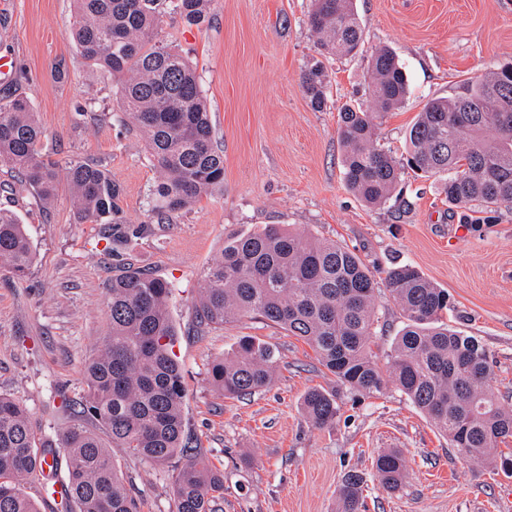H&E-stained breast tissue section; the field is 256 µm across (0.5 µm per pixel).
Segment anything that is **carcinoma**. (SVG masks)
<instances>
[{
    "instance_id": "obj_1",
    "label": "carcinoma",
    "mask_w": 512,
    "mask_h": 512,
    "mask_svg": "<svg viewBox=\"0 0 512 512\" xmlns=\"http://www.w3.org/2000/svg\"><path fill=\"white\" fill-rule=\"evenodd\" d=\"M72 37L87 65L119 79L120 109L145 143L161 179L149 193L158 215L189 208L224 183V152L214 133L203 90L192 65L155 42L167 13L189 24L207 18L211 0H73ZM308 25L322 57H353L363 41L354 0H312ZM368 91L374 111L361 105L339 110L338 141L350 190L372 206L389 202L400 179L397 161L375 143V120L399 107L407 79L395 53L382 47L371 56ZM302 87L312 107L327 101V75L318 61L304 70ZM494 135L486 136L488 131ZM46 134L27 96L0 94V164L10 166L41 202L56 191L59 165L46 158ZM407 166L444 183L455 206L479 202L512 207V65L463 82L447 98L428 100L408 132ZM80 224L123 223V189L102 161L75 156L64 164ZM31 237L16 215L0 209V272L23 278L33 263ZM384 282L399 303L405 325L394 339L392 381L461 454L500 462L512 473V455L499 444L512 438V410L488 388V355L473 336L441 323L452 305L438 287L410 264L392 267ZM377 281L353 252L334 241L267 224L224 244L209 268L195 304L211 327L257 315L298 336L315 350L323 367L351 390L374 394L384 380L370 351L379 314ZM171 284L129 271L108 289L112 334L84 372L77 401L64 400L73 419L55 438L37 446L36 428L24 405L0 393V512H38L20 480L54 468L56 449L68 469L63 512H141L125 485L111 448H125L162 465L186 458L174 485L172 512H213L224 494V473L188 453L183 411L184 381L172 346ZM274 350L247 336L233 353L213 361L212 384L226 397L267 387ZM309 421L325 427L336 419V396L312 388L303 398ZM99 424L112 446L87 424ZM376 479L386 491L406 479L398 449L378 456ZM365 480L344 476L341 512H361Z\"/></svg>"
}]
</instances>
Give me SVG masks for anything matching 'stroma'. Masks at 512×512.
Instances as JSON below:
<instances>
[{
	"instance_id": "obj_1",
	"label": "stroma",
	"mask_w": 512,
	"mask_h": 512,
	"mask_svg": "<svg viewBox=\"0 0 512 512\" xmlns=\"http://www.w3.org/2000/svg\"><path fill=\"white\" fill-rule=\"evenodd\" d=\"M364 28L359 53L323 60L328 100L311 107L301 74L318 60L307 26L311 0H213L210 17L190 25L165 15L156 40L193 64L224 150V183L168 223L148 220V194L160 173L139 135L120 123L116 79L85 65L71 35V0H0V55L16 67L0 89L24 92L48 135L53 159L103 161L123 187V223L104 239L98 224L77 223L71 188L58 177L51 204L13 185L0 164V207L28 225V275H0V393L22 401L39 437L70 419L63 399H79L85 364L111 332L113 277L142 268L169 281L173 351L186 385L184 413L194 451L224 474L216 512H339L351 471L367 484L365 512H512V476L464 457L393 384L365 395L341 385L302 339L258 317L223 327L199 325L195 304L225 241L267 224L336 241L354 251L379 286L387 326L373 339L388 370L402 311L382 280L388 268L416 267L451 294L444 322L478 339L491 362L490 385L512 410V208L470 224L443 185L405 169L395 196L370 207L347 187L336 129L347 103L369 104L368 63L381 47L403 64L409 93L378 121V141L406 156V132L423 104L453 95L467 80L512 64V0H355ZM465 236H457L456 226ZM245 336L276 352L270 384L227 398L209 379L214 360ZM320 388L338 413L314 426L302 401ZM402 452L404 486L380 489L375 460ZM116 466L142 512H171L182 458L163 465L116 448Z\"/></svg>"
}]
</instances>
